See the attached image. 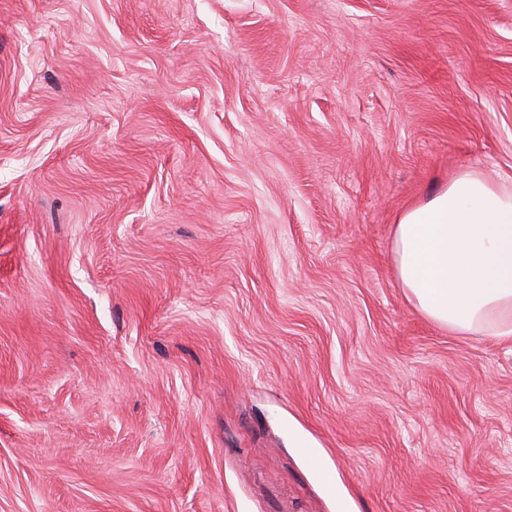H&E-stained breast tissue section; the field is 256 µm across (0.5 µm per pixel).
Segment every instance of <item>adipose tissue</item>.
<instances>
[{"instance_id":"1","label":"adipose tissue","mask_w":512,"mask_h":512,"mask_svg":"<svg viewBox=\"0 0 512 512\" xmlns=\"http://www.w3.org/2000/svg\"><path fill=\"white\" fill-rule=\"evenodd\" d=\"M406 298L449 331L512 339V188L465 171L404 210L393 233Z\"/></svg>"}]
</instances>
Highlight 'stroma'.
Wrapping results in <instances>:
<instances>
[{"mask_svg": "<svg viewBox=\"0 0 512 512\" xmlns=\"http://www.w3.org/2000/svg\"><path fill=\"white\" fill-rule=\"evenodd\" d=\"M512 184V0H0V512H512V339L397 278Z\"/></svg>", "mask_w": 512, "mask_h": 512, "instance_id": "stroma-1", "label": "stroma"}]
</instances>
